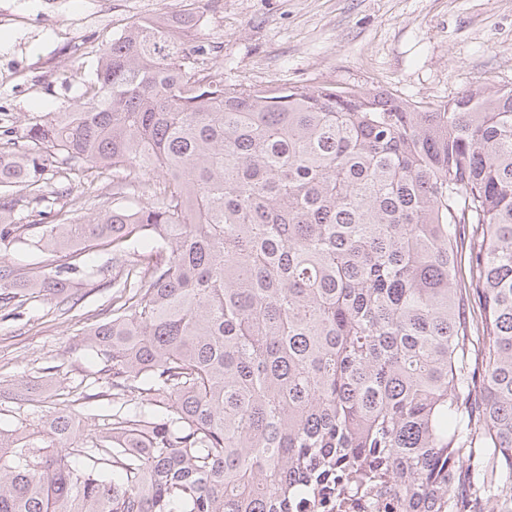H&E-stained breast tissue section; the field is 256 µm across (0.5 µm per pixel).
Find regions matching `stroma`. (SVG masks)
Returning <instances> with one entry per match:
<instances>
[{"label": "stroma", "mask_w": 512, "mask_h": 512, "mask_svg": "<svg viewBox=\"0 0 512 512\" xmlns=\"http://www.w3.org/2000/svg\"><path fill=\"white\" fill-rule=\"evenodd\" d=\"M192 6L206 61L226 83L380 88L444 103L478 82L512 86V0H0V121L31 124L78 105L106 42L145 17ZM0 244V262L50 271L62 255ZM94 275H75L71 312L46 293L0 307V428L37 424L57 410L82 427L90 354L83 332L112 315V252H92Z\"/></svg>", "instance_id": "stroma-1"}]
</instances>
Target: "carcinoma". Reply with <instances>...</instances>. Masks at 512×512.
I'll list each match as a JSON object with an SVG mask.
<instances>
[{"mask_svg":"<svg viewBox=\"0 0 512 512\" xmlns=\"http://www.w3.org/2000/svg\"><path fill=\"white\" fill-rule=\"evenodd\" d=\"M191 12L101 50L88 102L0 128V241L83 175L33 241L112 246L90 374L112 428H0V512H313L382 481L404 512H493L512 489V87L437 105L226 84ZM136 171L141 179L127 180ZM97 213H83L85 203Z\"/></svg>","mask_w":512,"mask_h":512,"instance_id":"obj_1","label":"carcinoma"}]
</instances>
